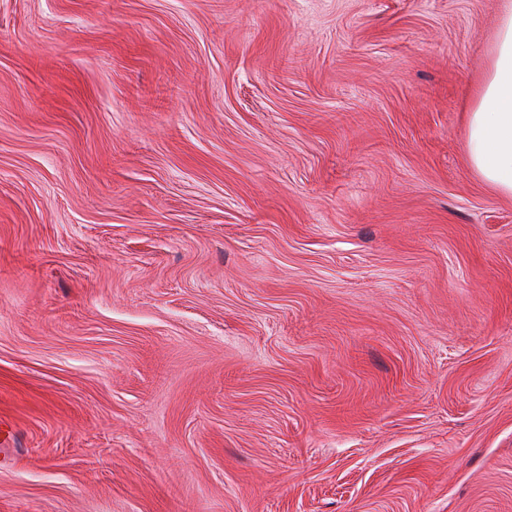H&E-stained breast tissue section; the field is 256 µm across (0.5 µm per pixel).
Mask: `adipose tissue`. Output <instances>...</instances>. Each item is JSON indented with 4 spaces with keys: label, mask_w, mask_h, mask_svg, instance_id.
<instances>
[{
    "label": "adipose tissue",
    "mask_w": 512,
    "mask_h": 512,
    "mask_svg": "<svg viewBox=\"0 0 512 512\" xmlns=\"http://www.w3.org/2000/svg\"><path fill=\"white\" fill-rule=\"evenodd\" d=\"M472 169L498 194L512 197V0H503L483 82L465 114Z\"/></svg>",
    "instance_id": "obj_1"
}]
</instances>
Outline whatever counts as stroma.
Instances as JSON below:
<instances>
[{
    "mask_svg": "<svg viewBox=\"0 0 512 512\" xmlns=\"http://www.w3.org/2000/svg\"><path fill=\"white\" fill-rule=\"evenodd\" d=\"M501 0H0V512H512ZM465 134L472 169L498 194L512 197L511 0H503L483 83L465 112Z\"/></svg>",
    "mask_w": 512,
    "mask_h": 512,
    "instance_id": "stroma-1",
    "label": "stroma"
}]
</instances>
